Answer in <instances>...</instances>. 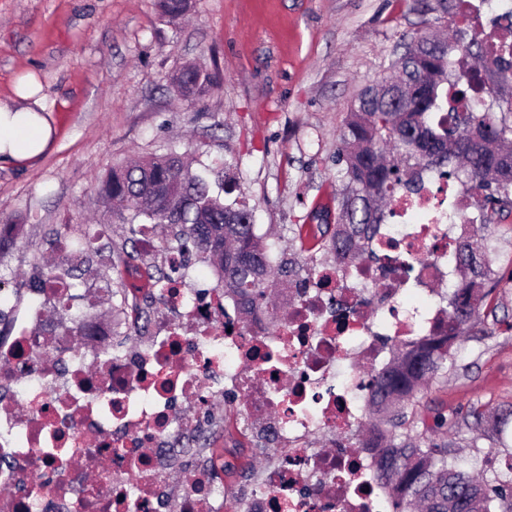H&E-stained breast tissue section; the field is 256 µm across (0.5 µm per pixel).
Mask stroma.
<instances>
[{
  "label": "stroma",
  "mask_w": 512,
  "mask_h": 512,
  "mask_svg": "<svg viewBox=\"0 0 512 512\" xmlns=\"http://www.w3.org/2000/svg\"><path fill=\"white\" fill-rule=\"evenodd\" d=\"M456 2L190 0L170 23L157 0H0V101L33 72L56 128L40 158L0 167V220L22 227L0 247L6 287L20 288L35 265H62L58 238L77 247L88 225L105 224L77 292L111 322L103 278L131 243L99 183L113 163L172 150L231 161L272 259L295 257L289 225L336 221L337 133L358 94L387 78L402 39L438 25L482 40L459 22ZM188 63L218 67L219 87L180 96L171 78ZM490 246L500 280L491 313L467 331L457 368L420 392L425 423L473 404L512 407V218L494 224ZM488 452L504 469L512 432L461 445L454 461L471 471Z\"/></svg>",
  "instance_id": "stroma-1"
}]
</instances>
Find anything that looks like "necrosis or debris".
Masks as SVG:
<instances>
[{
  "label": "necrosis or debris",
  "mask_w": 512,
  "mask_h": 512,
  "mask_svg": "<svg viewBox=\"0 0 512 512\" xmlns=\"http://www.w3.org/2000/svg\"><path fill=\"white\" fill-rule=\"evenodd\" d=\"M492 3L460 13L485 24L487 57L510 58L512 16ZM468 205L439 177L397 193L373 258L320 266L247 325L242 300L192 287L148 225L139 254L180 276L133 275L111 323L49 324L74 294L38 282L0 311V512H227L225 474L244 455L261 460L238 482L245 512H387L374 449L349 442L392 345L445 332L456 244L472 234L448 214Z\"/></svg>",
  "instance_id": "1"
}]
</instances>
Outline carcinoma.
<instances>
[{
    "instance_id": "1",
    "label": "carcinoma",
    "mask_w": 512,
    "mask_h": 512,
    "mask_svg": "<svg viewBox=\"0 0 512 512\" xmlns=\"http://www.w3.org/2000/svg\"><path fill=\"white\" fill-rule=\"evenodd\" d=\"M161 14L175 21L186 0H158ZM403 63L391 62L390 95L375 88L362 91L340 129L337 162L344 164V187L336 195V223L319 224L315 243L306 249L303 265L314 267L318 257H332L341 267L365 256V242L385 223L390 212L383 203L395 192L412 190L427 170L459 184L471 205L486 213L474 236L458 241L455 270L462 292L449 298L447 336L428 338L415 350L397 349L386 370L371 379L375 407L370 424L381 441L379 468L391 486L399 512L419 503L424 512H512V463L508 473L489 469L491 454L484 456L481 478L448 461L456 442L436 437L419 427L414 407L417 394L429 381L447 377L459 350L451 343L488 308L498 280L486 254L491 224L512 213V122L507 112L476 106L436 120L448 86L467 99V87L478 71L458 67L448 70V48L464 58L473 43L459 37L450 43L427 32L407 42ZM185 97L217 84L216 76L189 65L173 76ZM235 190L230 165L221 158L194 169L181 155H155L138 165L115 164L101 181L108 209L128 225L135 242L137 225L170 229L163 248L182 250L216 261L218 285L228 293H243L251 301L267 302L273 282L299 270L283 263L273 266L263 237L256 232L254 208L246 200L230 203L221 194ZM512 421V408L487 423L476 406L455 412L449 419L435 417L434 426L465 427L472 432L467 447L502 431Z\"/></svg>"
}]
</instances>
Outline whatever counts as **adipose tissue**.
Returning <instances> with one entry per match:
<instances>
[{
  "mask_svg": "<svg viewBox=\"0 0 512 512\" xmlns=\"http://www.w3.org/2000/svg\"><path fill=\"white\" fill-rule=\"evenodd\" d=\"M41 100L22 93L20 102H0V165L39 157L53 139L54 127Z\"/></svg>",
  "mask_w": 512,
  "mask_h": 512,
  "instance_id": "1",
  "label": "adipose tissue"
}]
</instances>
